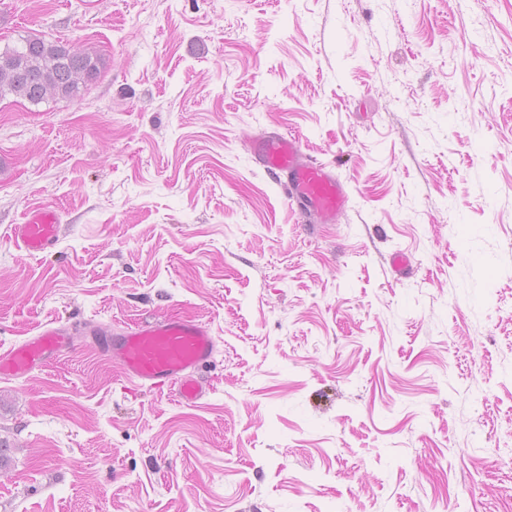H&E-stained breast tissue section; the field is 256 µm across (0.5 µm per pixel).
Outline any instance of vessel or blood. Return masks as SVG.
<instances>
[{
    "instance_id": "obj_1",
    "label": "vessel or blood",
    "mask_w": 512,
    "mask_h": 512,
    "mask_svg": "<svg viewBox=\"0 0 512 512\" xmlns=\"http://www.w3.org/2000/svg\"><path fill=\"white\" fill-rule=\"evenodd\" d=\"M255 157L283 188L290 204L301 212H315L327 224L335 223L347 203L346 191L325 164L307 160L298 137L277 134L260 142ZM63 226L54 205L32 208L25 223L13 225L15 244L31 255L55 249ZM89 343L101 354L120 360L129 380L153 388H175L185 402L197 401L203 387L201 368L212 362L216 338L210 328L191 318L166 317L139 322L101 335L90 330ZM66 326L52 321L18 343L0 350V376L20 378L54 361L69 349Z\"/></svg>"
}]
</instances>
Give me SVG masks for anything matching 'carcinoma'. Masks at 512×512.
<instances>
[{
    "label": "carcinoma",
    "mask_w": 512,
    "mask_h": 512,
    "mask_svg": "<svg viewBox=\"0 0 512 512\" xmlns=\"http://www.w3.org/2000/svg\"><path fill=\"white\" fill-rule=\"evenodd\" d=\"M104 66L92 50L27 36L19 46L0 50V100L13 97L33 105L77 100L84 86L74 75L83 73L92 82Z\"/></svg>",
    "instance_id": "obj_1"
}]
</instances>
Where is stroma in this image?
<instances>
[{
	"mask_svg": "<svg viewBox=\"0 0 512 512\" xmlns=\"http://www.w3.org/2000/svg\"><path fill=\"white\" fill-rule=\"evenodd\" d=\"M28 34L106 65L0 101V346L76 343L0 378V512H512V0H0ZM280 132L335 223L256 164ZM163 314L216 338L195 404L85 345ZM255 157L299 211H313L324 224H332L345 209L347 194L342 183L327 165L303 156L298 137L271 136L258 144ZM59 211L52 204L32 208L24 224H14L11 236L15 244L29 255L51 252L58 244L63 225ZM66 326L52 321L40 326L32 336L0 351V376L20 378L54 361L70 348Z\"/></svg>",
	"mask_w": 512,
	"mask_h": 512,
	"instance_id": "35a3bbf8",
	"label": "stroma"
}]
</instances>
